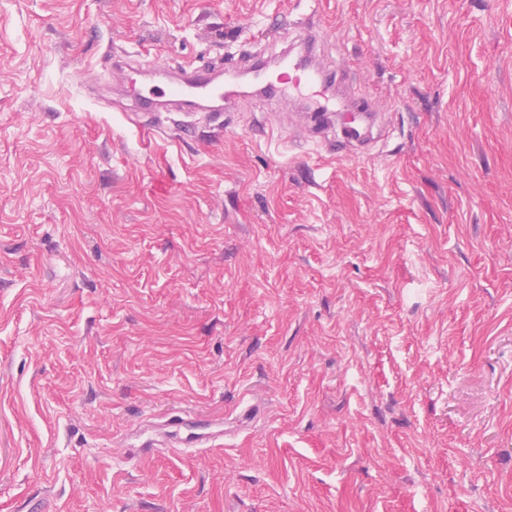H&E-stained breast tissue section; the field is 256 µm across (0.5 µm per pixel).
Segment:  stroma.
Here are the masks:
<instances>
[{
	"label": "stroma",
	"mask_w": 512,
	"mask_h": 512,
	"mask_svg": "<svg viewBox=\"0 0 512 512\" xmlns=\"http://www.w3.org/2000/svg\"><path fill=\"white\" fill-rule=\"evenodd\" d=\"M306 17L358 155L89 87ZM0 512H512V0H0ZM338 108L336 110H332V112H341L342 117H349L351 121L346 124V128L344 131L347 135H341L339 137L334 131H332V126L329 122L323 123L319 128H317V136L320 138V142L324 145L336 143V146L339 147L343 152L347 150L352 139L361 138L364 133L356 137L351 132L353 129L364 130L362 127L361 118H365V116H374L376 112L371 104V102L364 97H358L354 92L346 91L344 95H342L340 101L337 104ZM220 436L222 435L208 432L184 440L156 441L148 439L141 444V447L146 452L165 454L172 452L174 448H189L197 445L217 446L219 444H216V442L220 439Z\"/></svg>",
	"instance_id": "stroma-1"
}]
</instances>
